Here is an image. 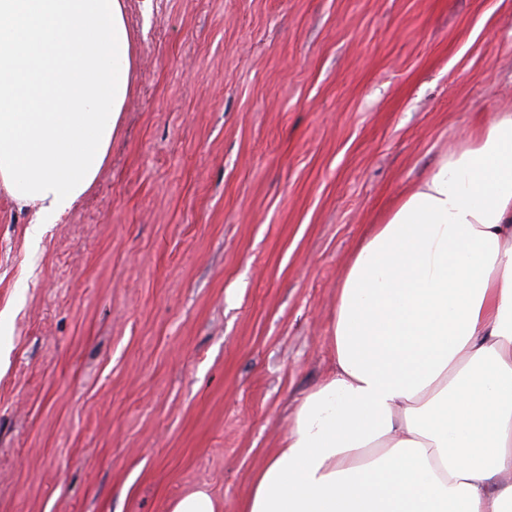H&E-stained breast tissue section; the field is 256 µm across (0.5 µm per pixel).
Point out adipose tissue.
I'll return each mask as SVG.
<instances>
[{
    "mask_svg": "<svg viewBox=\"0 0 512 512\" xmlns=\"http://www.w3.org/2000/svg\"><path fill=\"white\" fill-rule=\"evenodd\" d=\"M125 0H0V190L34 227L96 184L134 70ZM329 374L238 512H512V113L353 252Z\"/></svg>",
    "mask_w": 512,
    "mask_h": 512,
    "instance_id": "1",
    "label": "adipose tissue"
}]
</instances>
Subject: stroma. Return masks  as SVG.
<instances>
[{"instance_id":"35a3bbf8","label":"stroma","mask_w":512,"mask_h":512,"mask_svg":"<svg viewBox=\"0 0 512 512\" xmlns=\"http://www.w3.org/2000/svg\"><path fill=\"white\" fill-rule=\"evenodd\" d=\"M126 4L95 189L35 241L0 193V512H238L359 240L512 112V0ZM169 512H223L224 502L206 487H195L174 499Z\"/></svg>"}]
</instances>
